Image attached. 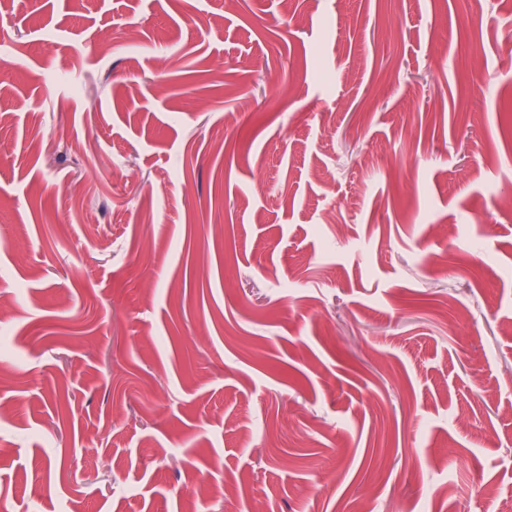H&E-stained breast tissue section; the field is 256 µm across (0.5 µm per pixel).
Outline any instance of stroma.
<instances>
[{"label":"stroma","mask_w":512,"mask_h":512,"mask_svg":"<svg viewBox=\"0 0 512 512\" xmlns=\"http://www.w3.org/2000/svg\"><path fill=\"white\" fill-rule=\"evenodd\" d=\"M491 16L0 0V512H512Z\"/></svg>","instance_id":"1"}]
</instances>
